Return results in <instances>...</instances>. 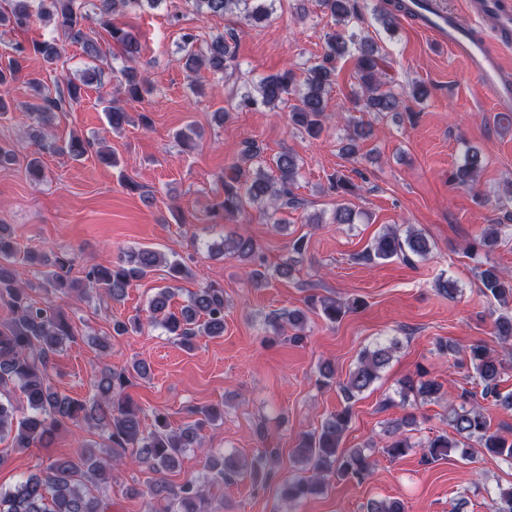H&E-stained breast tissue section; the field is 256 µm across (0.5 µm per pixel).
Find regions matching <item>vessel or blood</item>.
Here are the masks:
<instances>
[{
  "instance_id": "1",
  "label": "vessel or blood",
  "mask_w": 512,
  "mask_h": 512,
  "mask_svg": "<svg viewBox=\"0 0 512 512\" xmlns=\"http://www.w3.org/2000/svg\"><path fill=\"white\" fill-rule=\"evenodd\" d=\"M467 7L475 18L471 25L462 24L435 0H425L417 10L424 16L423 28L467 61L478 88L491 96L495 107L512 109V66L492 44L493 36L512 31V0H468Z\"/></svg>"
}]
</instances>
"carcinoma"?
<instances>
[{"mask_svg": "<svg viewBox=\"0 0 512 512\" xmlns=\"http://www.w3.org/2000/svg\"><path fill=\"white\" fill-rule=\"evenodd\" d=\"M163 0H11L8 11H0V27L28 28L37 22L51 23L65 39L81 45L83 51L94 58L106 55L99 42L87 33V25L93 22L106 30L112 45L120 47L128 55L139 50V42L131 28L115 21L113 15L127 8L156 9ZM200 13L211 16L238 14L246 25H255L269 19L275 0H189ZM410 0H317L322 10L330 16L334 27L325 34V50L321 60L307 66L301 73L292 69L262 78L250 85L240 95L238 108L251 109L258 104L276 107L288 105L291 126L312 138L320 136L327 118L329 96L336 84V59L354 50L355 80L358 89L351 91L355 102L362 103L363 110L377 118H399L405 110L401 94L381 80L387 68V58L375 41L349 28L350 22L360 18L361 11L371 9L373 16L386 29L404 16L413 21L423 16L412 12ZM238 30L229 28L214 36L207 44L204 56L190 54L184 67L193 72L204 66L215 74H224L227 63L234 60L233 45ZM42 59L51 68L62 55V48L54 41H34L30 45L17 43L6 61L0 60V116L12 109L9 86L26 69L30 56ZM122 80L119 91L128 98L139 101L151 92L147 79L136 69L120 70ZM93 83L89 78L85 84ZM83 84V85H85ZM83 85L66 81L53 89L35 83L39 103L31 106L32 115L46 123L53 114L65 112L79 104L85 93ZM103 111L108 124L119 129L129 122L127 113L105 101ZM371 136V125L363 122L347 124L342 139V155L353 158L359 152L360 143ZM37 145L35 156L25 167L27 179L37 185L43 182L45 170L38 157L43 151L65 153L73 159L84 156L92 148V142L72 135L58 145L52 138L41 133L32 135ZM483 167L480 152L467 148L463 160L452 173V180L459 186H471ZM299 178L297 158L283 150L271 159L262 155L252 141L243 143L237 161L224 175L223 197L210 209L215 220L245 215L253 208L259 209L275 224H285L283 214L301 205L295 194ZM502 228L493 224L480 238L479 247L485 251L496 248ZM225 250L233 253L244 263L251 265L246 277L254 286L268 283L270 276L292 278L296 272L294 256H302L308 249V240L302 235L289 243L293 257L268 271L264 260L252 240L239 237L224 242ZM432 250L429 238L409 225L402 229L396 225L385 228L370 248L360 255V260L370 263L377 260L399 258L409 264L413 258L424 259ZM23 260L31 266L51 265L44 274L43 290L81 297L95 294L101 298L121 301L128 288L144 279L159 267L166 269L169 279L179 282L194 276L186 262L176 255H167L151 247H140L115 260L95 263L84 270V276H72L73 260L63 253L48 261L45 254L37 251L21 252L11 234L0 225V300L6 302L9 315L0 321V440H10L11 447L28 450L46 444L55 430L68 423L82 421L94 423L104 429L109 445L86 447L77 458L57 459L44 469L31 474L9 489H0V512H105L100 492L112 484V467L116 464H136L154 474L147 481L145 512H203L200 504L206 489L224 483L249 478L253 481L269 479L276 475L275 448H259L243 463L233 456H212L208 470L198 477L189 478L178 486L169 485L163 478L174 470L186 449L199 444L200 429L206 422L222 418L221 406L201 411V421L183 428H172L167 417L153 413L151 430L143 428L145 413L125 393L129 375L141 379L149 377L146 362L132 364L131 371L117 372L105 366L92 378L93 393L85 401L63 396L51 384L50 371L53 358L63 347L75 340V330L66 315L51 301H37L32 295L34 287L19 282L14 265ZM481 292L498 304H512V278H505L494 266L478 272ZM174 289L160 288L148 304V320L153 327L168 336L179 338L180 345L190 350L199 336L224 335V289L211 282L203 283L189 297L180 312L171 309ZM308 305L317 310L328 323L334 324L348 314L364 307L359 298L340 300L312 295ZM285 322L294 330L292 340H301L306 314L292 310L274 316V323ZM494 327L499 339L512 340V313H501ZM142 328L135 316L125 321L112 322V335L123 336ZM400 348V341L392 339L377 342L364 348L357 357L355 368L346 381L339 384V392L345 403H350L368 390L380 378ZM467 356L482 385L481 396L491 400V405L512 411V391L502 392L499 382L503 364L485 345L475 343L468 347ZM17 389L23 396V406L15 405L10 390ZM402 404L415 406L419 403L437 402L444 398L443 383L429 376V371L419 368L413 375L399 381ZM450 405L448 426L453 436L439 434L420 444L412 440L417 428V417L408 413L387 422L383 428L385 437L382 452L390 459H400L415 448H423L427 462L433 463L448 457L451 448H463L471 442L494 457L512 461V440L490 431L485 408L465 401ZM350 422L349 407L329 415L319 430L302 435L294 455L299 463L312 471L310 479H288L285 495L288 502L301 500L316 492L325 477L333 473L341 479H351L361 484L372 472L371 454L374 448H341L343 436ZM494 512H512V485L498 488L493 500ZM365 512H405L399 499H370Z\"/></svg>", "mask_w": 512, "mask_h": 512, "instance_id": "cac0c4a2", "label": "carcinoma"}]
</instances>
